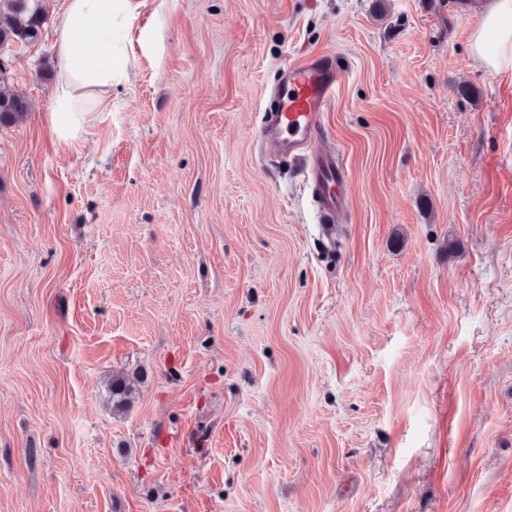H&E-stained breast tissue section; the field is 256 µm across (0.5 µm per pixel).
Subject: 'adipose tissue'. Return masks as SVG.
<instances>
[{"mask_svg": "<svg viewBox=\"0 0 512 512\" xmlns=\"http://www.w3.org/2000/svg\"><path fill=\"white\" fill-rule=\"evenodd\" d=\"M134 0H65L53 32L56 83L51 123L58 141L72 144L110 105L113 84L128 77L129 52L121 33ZM470 50L486 69L512 70V0H490L470 36Z\"/></svg>", "mask_w": 512, "mask_h": 512, "instance_id": "ef3b65f1", "label": "adipose tissue"}]
</instances>
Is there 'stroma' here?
<instances>
[{
    "mask_svg": "<svg viewBox=\"0 0 512 512\" xmlns=\"http://www.w3.org/2000/svg\"><path fill=\"white\" fill-rule=\"evenodd\" d=\"M447 2L139 0L67 145L47 0L6 53L0 512H512V71ZM319 54L329 229L254 137ZM8 82V64L0 58V124L15 122L29 112L28 99L11 92L6 84ZM108 391L112 400L113 411L121 412L130 404L135 388L133 382L124 375H113Z\"/></svg>",
    "mask_w": 512,
    "mask_h": 512,
    "instance_id": "35a3bbf8",
    "label": "stroma"
}]
</instances>
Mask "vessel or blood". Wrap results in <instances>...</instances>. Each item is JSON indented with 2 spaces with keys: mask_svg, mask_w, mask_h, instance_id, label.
Segmentation results:
<instances>
[{
  "mask_svg": "<svg viewBox=\"0 0 512 512\" xmlns=\"http://www.w3.org/2000/svg\"><path fill=\"white\" fill-rule=\"evenodd\" d=\"M345 71L330 55L287 64L274 90L275 107L263 115L257 136L285 162H301L311 180L322 223L334 221L341 200L342 175L332 151L317 149L324 133L323 114Z\"/></svg>",
  "mask_w": 512,
  "mask_h": 512,
  "instance_id": "1",
  "label": "vessel or blood"
}]
</instances>
